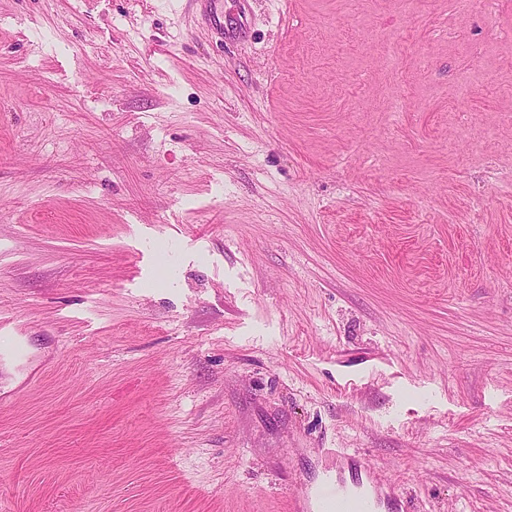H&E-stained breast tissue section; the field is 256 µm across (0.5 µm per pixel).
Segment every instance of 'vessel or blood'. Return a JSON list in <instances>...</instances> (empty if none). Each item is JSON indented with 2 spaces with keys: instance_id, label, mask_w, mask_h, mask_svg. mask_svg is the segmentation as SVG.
<instances>
[{
  "instance_id": "vessel-or-blood-1",
  "label": "vessel or blood",
  "mask_w": 512,
  "mask_h": 512,
  "mask_svg": "<svg viewBox=\"0 0 512 512\" xmlns=\"http://www.w3.org/2000/svg\"><path fill=\"white\" fill-rule=\"evenodd\" d=\"M365 474V480L350 486L337 476H326L302 500L309 512H378L383 500L394 497L395 486L373 467H366Z\"/></svg>"
}]
</instances>
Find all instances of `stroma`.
Segmentation results:
<instances>
[{
    "label": "stroma",
    "mask_w": 512,
    "mask_h": 512,
    "mask_svg": "<svg viewBox=\"0 0 512 512\" xmlns=\"http://www.w3.org/2000/svg\"><path fill=\"white\" fill-rule=\"evenodd\" d=\"M223 10L0 0V512H512V0ZM367 483L358 480L348 487L337 475L326 476L302 500L312 512H378L382 499L395 496V486L376 469L365 467Z\"/></svg>",
    "instance_id": "1"
}]
</instances>
